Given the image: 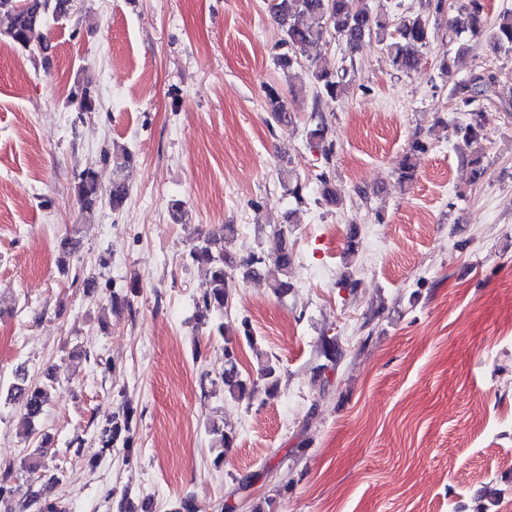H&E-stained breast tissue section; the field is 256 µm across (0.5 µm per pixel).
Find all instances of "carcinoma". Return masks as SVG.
Listing matches in <instances>:
<instances>
[{
	"label": "carcinoma",
	"instance_id": "cac0c4a2",
	"mask_svg": "<svg viewBox=\"0 0 512 512\" xmlns=\"http://www.w3.org/2000/svg\"><path fill=\"white\" fill-rule=\"evenodd\" d=\"M74 0H0V37H4L16 46L26 48L37 29L42 27L50 16L62 15L73 7ZM360 8L350 7V0H271L270 12L279 27L282 38L278 46L285 49L279 57V63L288 69L293 66L303 67L299 55L308 45L320 42L328 37L343 43L350 51L354 50L365 38L376 37L385 44L393 66L402 73H410L417 69L422 61V49L434 37L429 17L416 14L399 18L391 17L381 10H374L369 0H359ZM451 27L455 35H487L491 47L496 53L512 54V10L498 15L493 24L487 23L484 14L483 0H457L456 15ZM306 80L291 84L294 95L311 88L314 113L312 119L316 123L307 131L311 144L321 150L325 160H330L334 151V143L328 138V125L320 110L325 103L341 104L347 94L350 81L349 71L342 68V73H330L313 65L306 67ZM495 76L477 75L468 84L454 88V92L464 90L467 95L460 103L471 108L477 114L474 120L466 125L454 127V133L474 146L468 164L474 175L484 174L482 161L484 152L482 142L485 139V114L477 108L480 101L488 97ZM71 98L80 112H94L98 100L90 85L82 84L71 91ZM268 104L275 119L279 122L288 121L287 109L279 93L272 87L267 90ZM427 145L421 140H414L409 150L401 159L398 167V181L408 184L415 178L420 154ZM104 159L112 160L115 171L121 172L134 163V154L124 145L114 144L112 152L104 154ZM318 194L316 202L320 205L333 207L339 204L336 187L332 182V174L322 169L316 175ZM281 184L296 201L302 200V187L293 178V170L281 172ZM75 192L79 202L80 219L84 222L93 221L102 199H107L110 208L119 212L123 210L130 196L129 186L121 177L112 180L111 185L101 188L97 173L92 168L85 169L78 177ZM291 220L276 229L281 245L272 255H261L253 251L235 258L224 252V242L237 234L233 224H224L218 230L201 233L197 242L189 252V259L206 269L209 288L198 305V321L208 324L214 312L224 314L228 309L229 297L225 289L227 270L239 268L245 278H261L266 281L272 293L285 297L294 288L290 270L294 262V252L288 237L291 234ZM211 331L224 338V372L221 382L224 385V397L236 402L249 400L256 391L258 384H263L265 392L273 395L279 385V368L275 362L257 344L252 336H245L247 345L256 358L257 376L254 379L243 377L238 369L237 352L233 344L232 329L224 322L211 326ZM8 399L23 407L29 422L40 420L46 404L44 387L37 384H26L21 380L8 389ZM134 409L129 405L122 407V412L113 416L108 426L100 431L98 443L104 452L118 444L130 448L133 438ZM209 432L218 437L222 448L214 458V465L224 463V456L235 447L236 435L232 430L223 429L216 423L209 425ZM48 449L38 445L26 455L21 468L32 475L45 470L44 458ZM19 490L15 484L14 466L11 463H0V502L10 498Z\"/></svg>",
	"mask_w": 512,
	"mask_h": 512
}]
</instances>
